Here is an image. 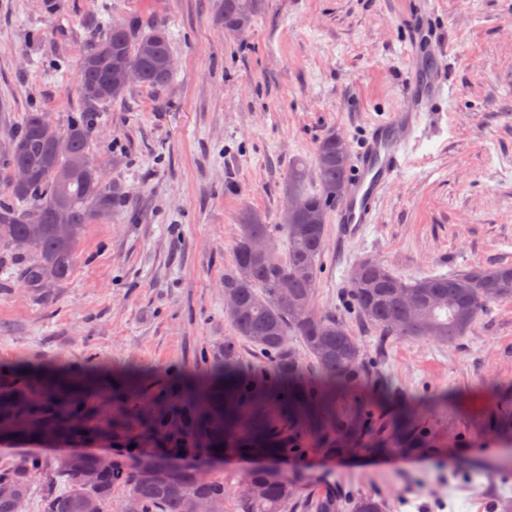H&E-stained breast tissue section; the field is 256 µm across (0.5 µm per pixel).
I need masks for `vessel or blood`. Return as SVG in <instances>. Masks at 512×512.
I'll list each match as a JSON object with an SVG mask.
<instances>
[{"mask_svg":"<svg viewBox=\"0 0 512 512\" xmlns=\"http://www.w3.org/2000/svg\"><path fill=\"white\" fill-rule=\"evenodd\" d=\"M414 64L395 112L374 121L356 152L346 194L335 210L345 231L360 230L378 221L379 204L405 166L422 118L441 111L450 91L446 58L438 50L413 47Z\"/></svg>","mask_w":512,"mask_h":512,"instance_id":"obj_1","label":"vessel or blood"}]
</instances>
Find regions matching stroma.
I'll return each instance as SVG.
<instances>
[{
  "mask_svg": "<svg viewBox=\"0 0 512 512\" xmlns=\"http://www.w3.org/2000/svg\"><path fill=\"white\" fill-rule=\"evenodd\" d=\"M433 2L453 90L423 121L378 223L345 237L328 221L317 279V306L344 315L369 371L336 405H372L369 430L336 454L307 434L301 453L272 462L175 452L142 407L210 382L223 360L240 214L280 223L295 160L314 166L330 131L358 150L365 127L398 107L415 0H266L237 38L224 32V0H0L1 172L26 113L64 132L86 112L76 68L89 26L161 22L176 60L166 89L135 84L99 106L88 153L128 198L84 227L52 302L22 281L24 254L0 249V374L22 364L99 378L82 408L90 432L14 434L0 466L94 455L127 469L167 456L233 485L272 462L300 494L330 486L346 503L369 492L388 512L512 503V300L452 344L383 335L349 308L364 258L409 282L512 264V0Z\"/></svg>",
  "mask_w": 512,
  "mask_h": 512,
  "instance_id": "35a3bbf8",
  "label": "stroma"
}]
</instances>
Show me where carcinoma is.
Listing matches in <instances>:
<instances>
[{"label":"carcinoma","mask_w":512,"mask_h":512,"mask_svg":"<svg viewBox=\"0 0 512 512\" xmlns=\"http://www.w3.org/2000/svg\"><path fill=\"white\" fill-rule=\"evenodd\" d=\"M264 9V0H224V20L243 15L253 20ZM132 54L141 59V84L157 90L172 81L173 53L165 30L157 23L139 36L134 28L114 22L95 39L77 69V84L89 108L126 95L130 85L118 74L121 60ZM39 113L29 112L8 144L9 167L29 168L32 183L18 188L5 177L7 194L0 199V244L26 253L28 225H44L43 235L33 241L38 251L22 263L24 282L43 301L51 299L44 288L48 270L63 280L71 271L78 237L84 226L110 212L126 198L124 188L96 173L66 176L72 162L87 156L94 123L72 124L65 137L71 154L49 155L48 145L60 136L56 127L43 128ZM348 143L334 133L319 138L316 146V178L319 192L305 189L307 175L302 164L292 166L282 197L296 194L301 211L291 224H267L264 216L246 211L240 217L232 267L224 272V291L235 294L238 307L225 309L237 337L249 343L263 359L258 374L242 370L237 343L224 341L222 380L212 386H189L185 396L193 406V420L180 431L187 448L210 454L254 453L286 456L295 437L271 420L264 407L273 405L286 422L314 430L321 436L351 437L355 423L369 414L364 407L336 412V391L357 385L365 375L363 351L343 318L314 306L319 260L325 248L329 213L344 195L348 176ZM65 197L63 217L71 228L60 237L54 228L56 202ZM286 237L287 248L279 253L277 235ZM262 240V254L252 243ZM415 297L417 307L406 308L403 296ZM354 313L385 336L407 339L432 338L455 343L472 330L486 307L512 299V265L489 264L448 276H431L407 282L390 270L369 267L350 283ZM298 340L320 375V388L306 382V369L293 340ZM62 382L50 373H37L23 366L14 369L9 387L0 390V427L16 428L35 436L48 432L55 439H70L79 433L74 422L77 401L62 397ZM168 461L151 459L129 470L95 457L82 458V467L67 459L57 467L23 459L0 469V512H25L40 481L42 512H85L88 500L98 512L112 504V489L121 486L125 498L120 512H191L193 500L208 503L210 512H224L227 490L224 479L211 477L201 468L184 466L171 473ZM236 496V512H288L296 487L288 476L266 469L247 475ZM351 512H385V502L372 493L355 497ZM336 491L327 489L306 499L305 512H341Z\"/></svg>","instance_id":"obj_1"}]
</instances>
